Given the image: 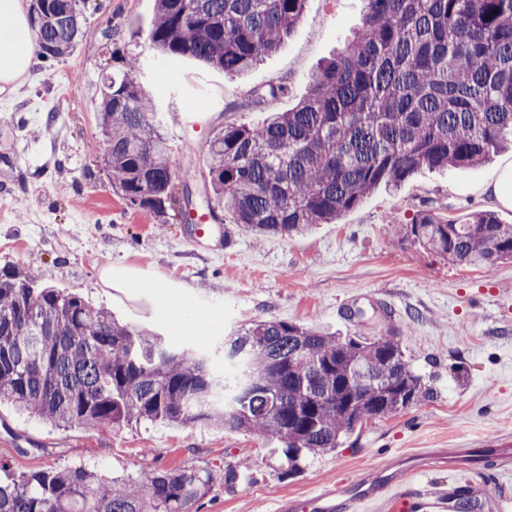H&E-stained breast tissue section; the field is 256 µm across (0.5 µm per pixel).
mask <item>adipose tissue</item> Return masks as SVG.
Instances as JSON below:
<instances>
[{
    "instance_id": "adipose-tissue-1",
    "label": "adipose tissue",
    "mask_w": 512,
    "mask_h": 512,
    "mask_svg": "<svg viewBox=\"0 0 512 512\" xmlns=\"http://www.w3.org/2000/svg\"><path fill=\"white\" fill-rule=\"evenodd\" d=\"M39 52L26 0H0V93L16 89Z\"/></svg>"
}]
</instances>
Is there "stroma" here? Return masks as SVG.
<instances>
[{"label": "stroma", "instance_id": "stroma-1", "mask_svg": "<svg viewBox=\"0 0 512 512\" xmlns=\"http://www.w3.org/2000/svg\"><path fill=\"white\" fill-rule=\"evenodd\" d=\"M156 0H88L84 37L65 58L31 67L15 91L0 94V268L33 272L41 283L79 294L121 323L178 341L167 307L198 310L194 343L215 372L227 335L261 320L327 328L344 336H399L406 358L434 390L431 401L365 424L335 451L282 476L274 443L202 423L132 424L121 430L60 429L0 403V459L14 471L51 465L97 467L123 478L157 467L197 465L217 480L195 512H275L283 497L342 475L380 469L411 474L409 490L452 492L494 480L512 448V262L491 271L448 261L393 225L431 207L459 219L477 210L512 224V205L480 194V185L512 151L481 167L422 171L394 193L377 190L333 224L293 237L256 241L224 212H210L207 141L228 123L255 124L307 95L318 63L359 29L363 0H307L293 33L246 76L190 57L160 61L147 38ZM138 59L136 80L179 174L176 199L206 216L209 232L192 239L190 222L130 205L113 190L97 126L104 76ZM288 85V97L260 106L255 90ZM199 115L183 131L182 116ZM146 285L104 287V266ZM171 285V293L157 283ZM494 449L493 468L473 459ZM247 461L237 483L225 468Z\"/></svg>", "mask_w": 512, "mask_h": 512}]
</instances>
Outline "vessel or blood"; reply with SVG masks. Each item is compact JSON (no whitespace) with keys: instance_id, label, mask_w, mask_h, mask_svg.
I'll return each instance as SVG.
<instances>
[{"instance_id":"b4317fda","label":"vessel or blood","mask_w":512,"mask_h":512,"mask_svg":"<svg viewBox=\"0 0 512 512\" xmlns=\"http://www.w3.org/2000/svg\"><path fill=\"white\" fill-rule=\"evenodd\" d=\"M484 499L491 512H512V493L504 485L489 488ZM385 503L393 512H435L443 505L433 492L407 493L401 475L382 472L371 479L340 480L307 495L280 500L276 512H371V505Z\"/></svg>"}]
</instances>
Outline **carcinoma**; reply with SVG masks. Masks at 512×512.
<instances>
[{
    "label": "carcinoma",
    "instance_id": "1",
    "mask_svg": "<svg viewBox=\"0 0 512 512\" xmlns=\"http://www.w3.org/2000/svg\"><path fill=\"white\" fill-rule=\"evenodd\" d=\"M306 0H156L148 31L166 58L247 73L294 32ZM361 28L324 60L304 99L208 141L217 205L255 239L330 224L422 170L476 168L512 141V0H364ZM80 0L33 8L46 60L72 52ZM137 60L103 80L99 128L112 186L167 214L172 161ZM390 234L452 262L512 261V224L477 211L457 224L422 209ZM238 374L217 376L190 347L120 324L75 294L0 269V402L57 427L222 424L277 440L281 474L374 419L434 397L394 333L373 339L261 321L230 338ZM207 467L112 479L85 466L16 473L0 460V512H192ZM469 487L455 512H474Z\"/></svg>",
    "mask_w": 512,
    "mask_h": 512
}]
</instances>
